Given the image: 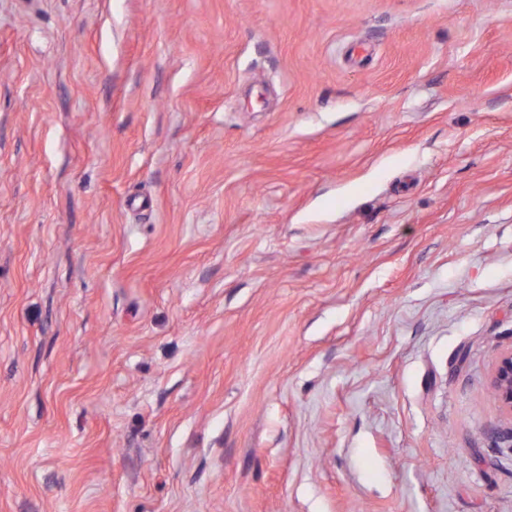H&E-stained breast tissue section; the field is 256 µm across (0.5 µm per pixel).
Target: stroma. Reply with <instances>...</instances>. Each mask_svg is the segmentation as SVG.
<instances>
[{
  "label": "stroma",
  "mask_w": 512,
  "mask_h": 512,
  "mask_svg": "<svg viewBox=\"0 0 512 512\" xmlns=\"http://www.w3.org/2000/svg\"><path fill=\"white\" fill-rule=\"evenodd\" d=\"M512 0H0V512H512ZM491 385L503 409L512 414V348L500 354Z\"/></svg>",
  "instance_id": "obj_1"
}]
</instances>
